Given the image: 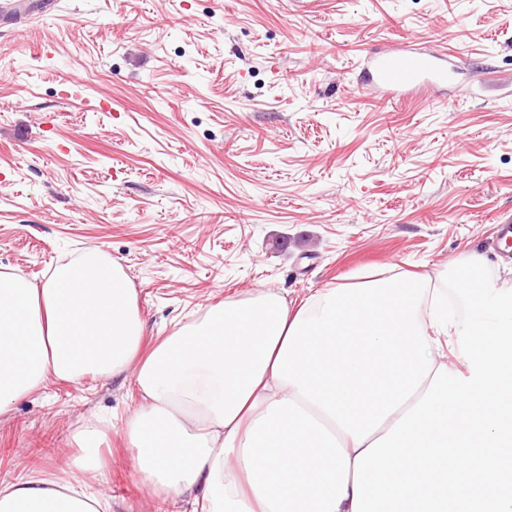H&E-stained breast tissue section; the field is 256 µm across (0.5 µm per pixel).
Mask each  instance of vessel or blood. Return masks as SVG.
I'll use <instances>...</instances> for the list:
<instances>
[{
  "label": "vessel or blood",
  "mask_w": 512,
  "mask_h": 512,
  "mask_svg": "<svg viewBox=\"0 0 512 512\" xmlns=\"http://www.w3.org/2000/svg\"><path fill=\"white\" fill-rule=\"evenodd\" d=\"M59 9V0H0V25L23 15L46 18ZM445 52H421L398 46L366 59L367 82L376 92L402 98L426 87H446L456 75Z\"/></svg>",
  "instance_id": "1"
}]
</instances>
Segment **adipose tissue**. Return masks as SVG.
<instances>
[{
    "mask_svg": "<svg viewBox=\"0 0 512 512\" xmlns=\"http://www.w3.org/2000/svg\"><path fill=\"white\" fill-rule=\"evenodd\" d=\"M431 277L269 288L205 308L143 351L136 293L90 250L43 284L0 272V414L49 380L132 377L135 476L190 512H352L354 458L423 397L459 347L430 323ZM110 422L89 420L62 474L0 485V512H112Z\"/></svg>",
    "mask_w": 512,
    "mask_h": 512,
    "instance_id": "obj_1",
    "label": "adipose tissue"
}]
</instances>
